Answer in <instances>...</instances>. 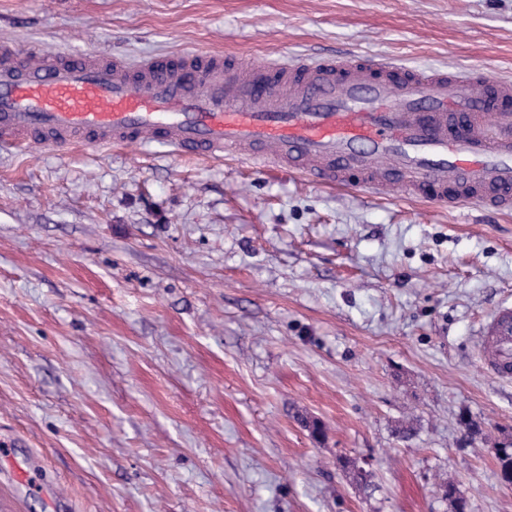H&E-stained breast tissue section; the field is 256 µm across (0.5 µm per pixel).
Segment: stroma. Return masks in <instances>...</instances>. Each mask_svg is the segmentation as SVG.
I'll return each instance as SVG.
<instances>
[{
	"instance_id": "stroma-1",
	"label": "stroma",
	"mask_w": 512,
	"mask_h": 512,
	"mask_svg": "<svg viewBox=\"0 0 512 512\" xmlns=\"http://www.w3.org/2000/svg\"><path fill=\"white\" fill-rule=\"evenodd\" d=\"M1 41L512 81V0H0ZM504 304L512 213L157 146L0 148V512H47L19 466L55 512H452L448 484L512 512V384L482 361Z\"/></svg>"
}]
</instances>
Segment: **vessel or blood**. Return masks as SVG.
<instances>
[{
  "instance_id": "b4317fda",
  "label": "vessel or blood",
  "mask_w": 512,
  "mask_h": 512,
  "mask_svg": "<svg viewBox=\"0 0 512 512\" xmlns=\"http://www.w3.org/2000/svg\"><path fill=\"white\" fill-rule=\"evenodd\" d=\"M511 98L481 71L361 56L255 70L207 51L132 65L0 43L2 147L169 146L451 207L512 210V115L497 111ZM485 346L489 373L512 379V310L492 317Z\"/></svg>"
}]
</instances>
